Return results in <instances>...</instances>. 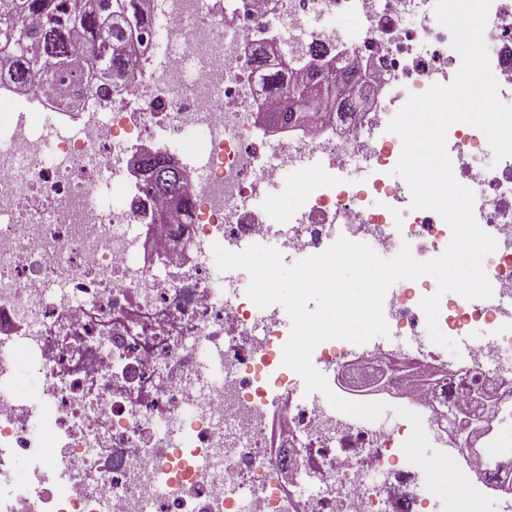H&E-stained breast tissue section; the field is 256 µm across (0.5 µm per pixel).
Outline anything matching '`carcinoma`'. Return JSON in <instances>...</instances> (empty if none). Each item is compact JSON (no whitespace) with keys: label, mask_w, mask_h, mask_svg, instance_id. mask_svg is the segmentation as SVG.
Instances as JSON below:
<instances>
[{"label":"carcinoma","mask_w":512,"mask_h":512,"mask_svg":"<svg viewBox=\"0 0 512 512\" xmlns=\"http://www.w3.org/2000/svg\"><path fill=\"white\" fill-rule=\"evenodd\" d=\"M145 0H0V34L10 33L14 51L0 53V75L24 86L35 70H74L85 65L98 77L112 85L123 84L128 76L125 48L134 40L143 39V29L149 14ZM88 44L97 48V54L82 62L73 57L75 47ZM269 47L253 53L252 65L263 82L281 93L278 112L282 119H298L287 96L295 84L315 94L321 88L336 89V85H322V80L309 70L268 71ZM146 186L158 196L170 201L181 198L180 172L168 166L161 154H152L143 160Z\"/></svg>","instance_id":"carcinoma-1"}]
</instances>
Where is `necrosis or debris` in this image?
I'll return each instance as SVG.
<instances>
[{
    "label": "necrosis or debris",
    "instance_id": "1",
    "mask_svg": "<svg viewBox=\"0 0 512 512\" xmlns=\"http://www.w3.org/2000/svg\"><path fill=\"white\" fill-rule=\"evenodd\" d=\"M351 14L356 38L332 26ZM152 39L120 87L74 71L64 94L0 81V449L23 479L0 480V512H420L425 478L403 463L408 428L365 425L299 396L283 364L286 314L257 307L240 272L232 297L213 253L187 257L182 238L211 243L276 238L308 257L338 238L377 254L409 244L427 261L452 232L436 212L404 204L388 174L402 151L387 126L408 98L448 84L462 58L435 15V0H154ZM297 42L332 78L328 46L374 72L371 108L337 110L315 132L279 123L261 140L272 95L250 65L263 30ZM484 39L499 100L512 98V0H492ZM201 133L200 175H185L190 221L162 223L161 206L133 177L115 201L99 198L128 152L177 155ZM453 174L474 194L478 225L497 246L483 259L493 294L478 304L442 296L447 335L477 331L466 376L429 383L396 376L391 389L429 411L466 388L512 381V156L496 168L485 134L457 123ZM321 167L295 184L304 213L253 202L296 168ZM50 213L27 205L34 193ZM434 281L403 279L383 313L393 336L427 337L423 298ZM44 377L45 413L26 402L21 376ZM287 402L281 445L268 446V390Z\"/></svg>",
    "mask_w": 512,
    "mask_h": 512
}]
</instances>
